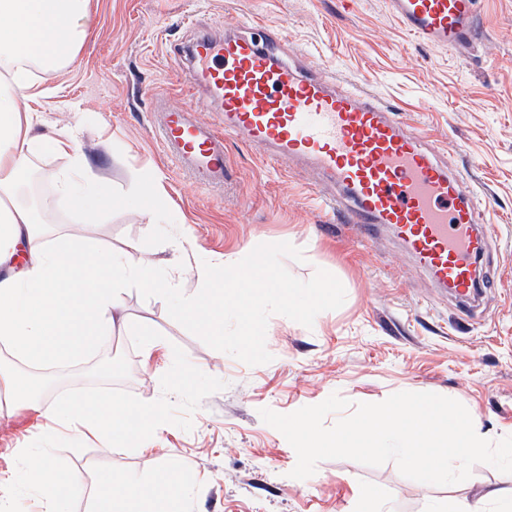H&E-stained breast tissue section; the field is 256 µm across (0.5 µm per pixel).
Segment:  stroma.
Returning <instances> with one entry per match:
<instances>
[{
  "instance_id": "35a3bbf8",
  "label": "stroma",
  "mask_w": 512,
  "mask_h": 512,
  "mask_svg": "<svg viewBox=\"0 0 512 512\" xmlns=\"http://www.w3.org/2000/svg\"><path fill=\"white\" fill-rule=\"evenodd\" d=\"M86 40L64 69L38 72L44 92L37 131L80 128L79 148L116 200L89 228L100 244L141 243L158 261L172 258L176 236L191 245L184 266L207 257L248 266L266 253L283 293L251 313L260 335L252 350L239 343L241 318L224 315V351L138 285L122 301L130 333L116 348L134 369L129 380L96 377L97 355L63 369L48 368V398L115 393L138 402L153 395L152 379L185 364L202 384L166 398L168 424L144 452L107 449L104 440L66 439L37 427L26 410L0 419V470L13 468L18 448H51L81 484L71 512H86L97 471L148 475L174 456L190 487L186 512H356L362 490L388 496L396 512H422L430 499L477 500L492 489L512 494V474L479 463L472 481L449 487L402 476L394 462L368 466L350 459L318 463L299 480L297 456L260 409L288 414L339 394L378 403L401 391L432 392L461 402L479 436L512 435V0H479L481 33L465 58L419 43L388 13L385 0H97ZM192 16L193 26L182 19ZM263 19L282 26L293 62L318 68L395 109L449 165L470 179L494 225L484 273L494 286L468 310L417 271L388 233L365 245L322 203L312 176L267 159L236 140L224 143V187H202L162 151L153 132L161 108L192 107L213 116L191 89L172 50L194 27L240 33ZM175 224L164 233L138 205L147 174ZM334 288L315 321L283 311L302 285ZM161 336L174 360L144 358L138 334Z\"/></svg>"
}]
</instances>
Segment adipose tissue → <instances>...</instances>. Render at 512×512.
I'll return each mask as SVG.
<instances>
[{"label": "adipose tissue", "mask_w": 512, "mask_h": 512, "mask_svg": "<svg viewBox=\"0 0 512 512\" xmlns=\"http://www.w3.org/2000/svg\"><path fill=\"white\" fill-rule=\"evenodd\" d=\"M92 17V0H0V343L25 363V370L0 368V394L12 404L54 418L72 436L106 438L110 447L145 450L166 421V404L151 397L131 403L110 396L100 404L76 395L54 406L32 392L28 368L61 367L118 340L126 328L123 286L151 288L178 315L224 341V293L215 281L251 284L246 306L257 307L279 292L266 255L248 271L208 259L190 274L198 289L185 294L173 268L148 261L134 241L119 248L47 225L41 203L28 199L33 158L44 152L68 157V166L47 173L59 201L95 224L112 206V190L93 175L76 147L75 130L37 134L39 111L31 102L42 91L34 70H56L80 51ZM181 464L169 459L149 478L114 477L98 471L88 512H182L188 493L178 479ZM78 484L64 473L52 449L20 448L15 468L0 472V512L15 500L35 496L39 512H70ZM424 512H512V496L494 491L479 501L451 497L430 500Z\"/></svg>", "instance_id": "obj_1"}]
</instances>
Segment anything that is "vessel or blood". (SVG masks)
<instances>
[{"instance_id":"1","label":"vessel or blood","mask_w":512,"mask_h":512,"mask_svg":"<svg viewBox=\"0 0 512 512\" xmlns=\"http://www.w3.org/2000/svg\"><path fill=\"white\" fill-rule=\"evenodd\" d=\"M386 5L419 42L465 53L478 40V0ZM286 44L274 28L260 40L196 31L175 62L206 93L218 123L163 112L156 134L166 155L214 188L224 184L225 137L265 148L313 171L315 187L331 189V202L362 237L386 228L437 288L467 298L492 287L491 278L476 277L491 232L474 188L392 108L287 62Z\"/></svg>"}]
</instances>
